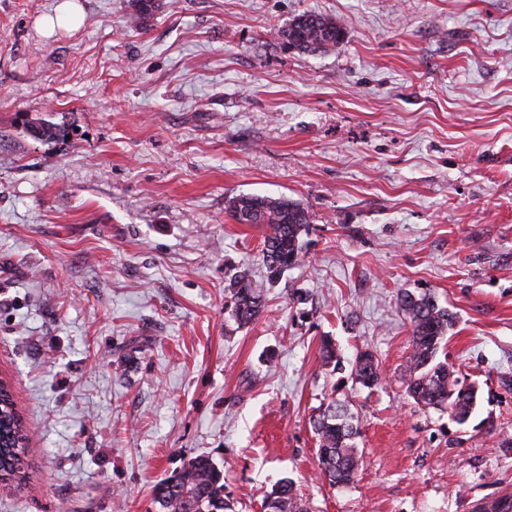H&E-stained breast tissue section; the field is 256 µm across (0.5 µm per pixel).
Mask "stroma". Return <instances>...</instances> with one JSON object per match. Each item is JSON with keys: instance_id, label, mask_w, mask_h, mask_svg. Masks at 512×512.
<instances>
[{"instance_id": "stroma-1", "label": "stroma", "mask_w": 512, "mask_h": 512, "mask_svg": "<svg viewBox=\"0 0 512 512\" xmlns=\"http://www.w3.org/2000/svg\"><path fill=\"white\" fill-rule=\"evenodd\" d=\"M0 0V377L34 475L0 512H161L204 454L233 512L293 481L308 512H471L512 491V0ZM312 12L344 41L275 37ZM51 122L66 138L43 141ZM239 194L301 201L303 260L265 281ZM264 285L238 326L230 280ZM457 316L465 424L408 398L402 291ZM368 348L372 389L323 362ZM358 416L364 465L321 479L315 409Z\"/></svg>"}]
</instances>
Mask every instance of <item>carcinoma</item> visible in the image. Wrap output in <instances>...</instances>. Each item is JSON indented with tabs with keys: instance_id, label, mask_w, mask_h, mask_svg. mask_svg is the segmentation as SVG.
<instances>
[{
	"instance_id": "cac0c4a2",
	"label": "carcinoma",
	"mask_w": 512,
	"mask_h": 512,
	"mask_svg": "<svg viewBox=\"0 0 512 512\" xmlns=\"http://www.w3.org/2000/svg\"><path fill=\"white\" fill-rule=\"evenodd\" d=\"M135 13L129 17L130 27L141 28L158 8L156 0H134ZM283 44L307 54L326 52L345 38L343 28L335 20L319 14L303 13L287 27L278 30ZM38 139L53 140L63 135L61 127L44 122L31 126ZM227 213L240 224H262L266 233L261 248V260L267 281L277 282L286 271L298 265L303 257L302 234L310 223L307 207L289 197H268L254 194L237 195L225 206ZM234 316L245 326L256 321L264 309L262 286L245 272L234 276L231 288ZM399 310L411 326L412 350L408 357L402 383L406 395L424 408L448 412L459 424L471 415L477 400L473 385H464L455 377L448 363L437 360L442 342L455 324V316L438 304L432 294L404 291L397 296ZM349 377L355 383L371 388L382 380L376 356L370 350L357 353L349 365ZM9 407L0 415V433L5 448L12 439L27 440L22 418L15 408L9 384L0 394ZM319 440L320 471L330 484L344 487L355 481L362 464V454L354 444L359 434L358 420L345 403L331 401L310 418ZM26 448L21 447L5 458L0 468L24 471ZM155 498L163 512H227L224 498V471L207 455L188 461L182 471L159 482ZM264 512H308L298 498L293 483L285 480L273 487L263 501ZM474 512H512V494L482 500Z\"/></svg>"
}]
</instances>
